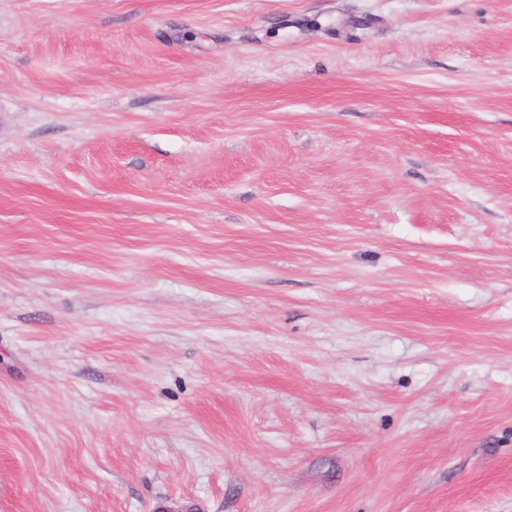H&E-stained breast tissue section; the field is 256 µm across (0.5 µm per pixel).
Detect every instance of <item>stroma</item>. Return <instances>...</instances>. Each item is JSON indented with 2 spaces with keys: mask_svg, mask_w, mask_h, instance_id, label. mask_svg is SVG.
I'll return each mask as SVG.
<instances>
[{
  "mask_svg": "<svg viewBox=\"0 0 512 512\" xmlns=\"http://www.w3.org/2000/svg\"><path fill=\"white\" fill-rule=\"evenodd\" d=\"M512 512V0H0V512Z\"/></svg>",
  "mask_w": 512,
  "mask_h": 512,
  "instance_id": "1",
  "label": "stroma"
}]
</instances>
